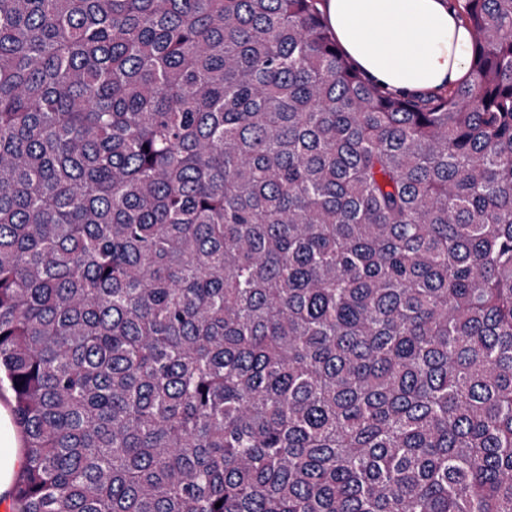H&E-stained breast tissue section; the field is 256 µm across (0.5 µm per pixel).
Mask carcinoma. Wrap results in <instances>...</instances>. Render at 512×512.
Wrapping results in <instances>:
<instances>
[{"instance_id": "1", "label": "carcinoma", "mask_w": 512, "mask_h": 512, "mask_svg": "<svg viewBox=\"0 0 512 512\" xmlns=\"http://www.w3.org/2000/svg\"><path fill=\"white\" fill-rule=\"evenodd\" d=\"M459 14L408 97L318 0H0L19 512H512V0Z\"/></svg>"}]
</instances>
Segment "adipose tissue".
<instances>
[{
	"instance_id": "ef3b65f1",
	"label": "adipose tissue",
	"mask_w": 512,
	"mask_h": 512,
	"mask_svg": "<svg viewBox=\"0 0 512 512\" xmlns=\"http://www.w3.org/2000/svg\"><path fill=\"white\" fill-rule=\"evenodd\" d=\"M323 10L343 52L376 84L421 94L468 76L470 30L448 0H326ZM19 438L0 399V505L8 508L25 463Z\"/></svg>"
}]
</instances>
